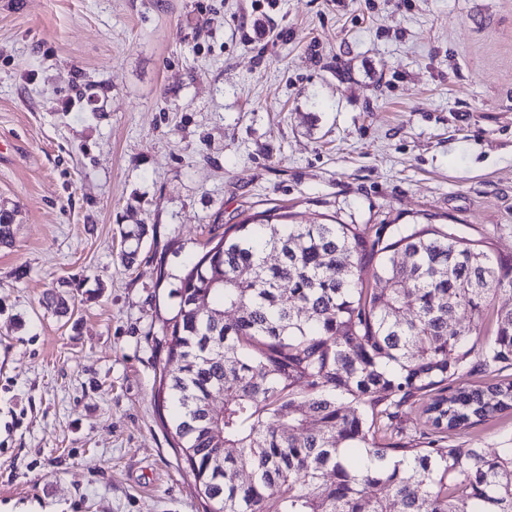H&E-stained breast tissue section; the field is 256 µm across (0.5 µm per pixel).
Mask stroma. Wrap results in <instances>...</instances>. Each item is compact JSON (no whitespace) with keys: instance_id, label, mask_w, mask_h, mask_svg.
<instances>
[{"instance_id":"1","label":"stroma","mask_w":512,"mask_h":512,"mask_svg":"<svg viewBox=\"0 0 512 512\" xmlns=\"http://www.w3.org/2000/svg\"><path fill=\"white\" fill-rule=\"evenodd\" d=\"M0 208V512H204L157 401L187 263L270 209L512 260V0H0Z\"/></svg>"}]
</instances>
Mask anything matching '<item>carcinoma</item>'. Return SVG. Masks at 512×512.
Masks as SVG:
<instances>
[{"label": "carcinoma", "mask_w": 512, "mask_h": 512, "mask_svg": "<svg viewBox=\"0 0 512 512\" xmlns=\"http://www.w3.org/2000/svg\"><path fill=\"white\" fill-rule=\"evenodd\" d=\"M283 218L265 211L209 239L164 324L171 447L205 512H512V447L445 444L512 411V379L466 384L512 361V307L475 333L512 293V264L431 224ZM145 232L124 233L126 265ZM13 237L3 210L0 244ZM368 264L383 288L366 284ZM432 392V428L406 431Z\"/></svg>", "instance_id": "obj_1"}]
</instances>
